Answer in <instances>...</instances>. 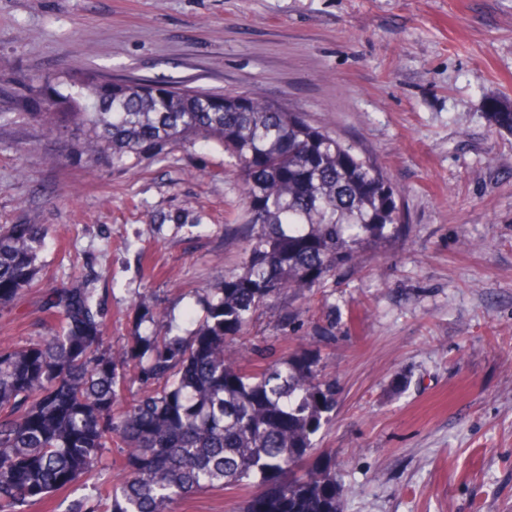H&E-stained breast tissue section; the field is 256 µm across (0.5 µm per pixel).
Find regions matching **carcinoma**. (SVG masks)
Returning <instances> with one entry per match:
<instances>
[{
	"label": "carcinoma",
	"instance_id": "cac0c4a2",
	"mask_svg": "<svg viewBox=\"0 0 512 512\" xmlns=\"http://www.w3.org/2000/svg\"><path fill=\"white\" fill-rule=\"evenodd\" d=\"M78 91L34 112L50 132L83 126L81 150L125 166L167 148L215 142L235 167L243 215L224 225L241 245V271L204 290L188 336L163 312L146 313L117 351L104 347L101 304L85 288H50L58 329L0 346V512H30L60 491L65 512H170L204 490L258 491L243 512H344L345 487L311 462L330 421L335 387L309 353L258 349L241 365L260 309L300 297L362 254L396 239L406 219L384 169L302 112L255 91L211 95L187 85L67 78ZM512 132V109L491 106ZM46 224L0 227V303L31 286ZM141 387L125 395L128 374ZM122 478L85 494L106 449Z\"/></svg>",
	"mask_w": 512,
	"mask_h": 512
}]
</instances>
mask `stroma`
<instances>
[{
    "mask_svg": "<svg viewBox=\"0 0 512 512\" xmlns=\"http://www.w3.org/2000/svg\"><path fill=\"white\" fill-rule=\"evenodd\" d=\"M67 74L254 90L374 157L403 236L295 320L260 311L250 339L317 356L335 383L314 457L342 472L345 512H512V133L489 118L512 107V0H0V225L49 227L36 286L0 304L2 345L49 331L48 288L89 289L115 348L146 308L189 326L241 265L223 148L94 163L80 128L48 133L20 106Z\"/></svg>",
    "mask_w": 512,
    "mask_h": 512,
    "instance_id": "stroma-1",
    "label": "stroma"
}]
</instances>
